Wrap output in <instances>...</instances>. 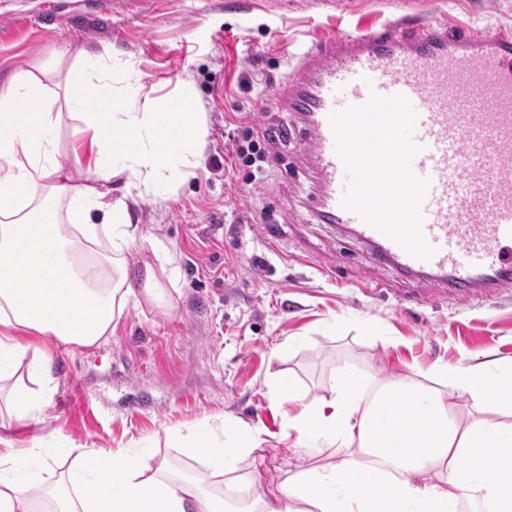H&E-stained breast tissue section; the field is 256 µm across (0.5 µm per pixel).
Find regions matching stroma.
<instances>
[{
	"mask_svg": "<svg viewBox=\"0 0 512 512\" xmlns=\"http://www.w3.org/2000/svg\"><path fill=\"white\" fill-rule=\"evenodd\" d=\"M403 16L494 32L512 29V0H0V83L67 68L85 48L111 54L113 86L125 85L128 59L149 97L190 85L204 124L192 176L166 195L112 181L139 226L129 262L154 261L157 243L168 250L158 276L172 306L129 310L106 343L75 353L40 340L51 406L28 427L0 414L16 446L39 437L45 485L89 448L203 475L204 459L183 460L177 439L206 434L220 448L254 431L259 450L239 471L269 489L329 461L292 453L279 381L311 401L342 366L379 384L439 363L512 361V289L478 301L406 278L318 219L322 187L310 133L282 92L288 74L317 39ZM270 126L288 136L259 183L232 147Z\"/></svg>",
	"mask_w": 512,
	"mask_h": 512,
	"instance_id": "35a3bbf8",
	"label": "stroma"
}]
</instances>
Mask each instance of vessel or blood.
<instances>
[{"instance_id":"b4317fda","label":"vessel or blood","mask_w":512,"mask_h":512,"mask_svg":"<svg viewBox=\"0 0 512 512\" xmlns=\"http://www.w3.org/2000/svg\"><path fill=\"white\" fill-rule=\"evenodd\" d=\"M288 101L313 136L324 192L322 219L371 246L380 263L428 275L462 296L489 299L512 287V31L494 34L401 17L359 34L316 41L288 78ZM406 96L422 147L414 173L430 179L423 231L427 261L341 206L344 167L332 111L371 94Z\"/></svg>"}]
</instances>
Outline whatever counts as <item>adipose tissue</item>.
<instances>
[{
	"label": "adipose tissue",
	"instance_id": "adipose-tissue-1",
	"mask_svg": "<svg viewBox=\"0 0 512 512\" xmlns=\"http://www.w3.org/2000/svg\"><path fill=\"white\" fill-rule=\"evenodd\" d=\"M105 56L79 50L60 85L76 132L91 133L92 159L57 160L59 118L41 72L0 84V383L21 424L38 423L52 379L35 386L14 376L24 360L46 366L35 344L47 336L67 349L108 341L130 309L165 302L151 263L135 268L126 253L136 238L125 199L111 198L115 178L162 192L203 138L190 88L136 109L134 84L115 88ZM431 384L401 378L374 387L339 369L326 395L289 416L298 452L316 443L331 461L286 477L275 496L254 493L239 512H460L478 497L492 512H512V421L464 415L460 400L512 413V363L435 365ZM396 390L424 422L395 421L377 407ZM34 448L0 438V512H224L223 498L151 465L128 449L79 454L57 491L26 493L37 483Z\"/></svg>",
	"mask_w": 512,
	"mask_h": 512
}]
</instances>
